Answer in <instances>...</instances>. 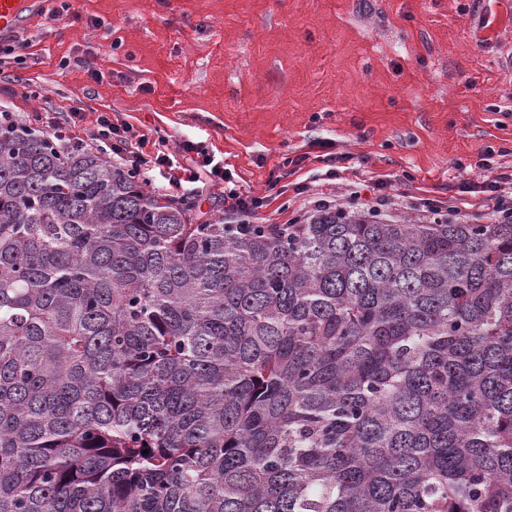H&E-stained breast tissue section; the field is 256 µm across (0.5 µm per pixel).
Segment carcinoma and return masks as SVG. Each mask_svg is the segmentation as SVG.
Instances as JSON below:
<instances>
[{
	"instance_id": "1",
	"label": "carcinoma",
	"mask_w": 512,
	"mask_h": 512,
	"mask_svg": "<svg viewBox=\"0 0 512 512\" xmlns=\"http://www.w3.org/2000/svg\"><path fill=\"white\" fill-rule=\"evenodd\" d=\"M0 512H512V222L225 224L1 127Z\"/></svg>"
}]
</instances>
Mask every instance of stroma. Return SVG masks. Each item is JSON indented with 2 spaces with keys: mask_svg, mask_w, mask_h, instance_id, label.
Here are the masks:
<instances>
[{
  "mask_svg": "<svg viewBox=\"0 0 512 512\" xmlns=\"http://www.w3.org/2000/svg\"><path fill=\"white\" fill-rule=\"evenodd\" d=\"M30 18L23 66L0 70V111L108 112L169 150L224 161L191 193L236 224L224 190L270 197L287 224L352 183L384 178V213L419 216L464 181L512 173V0H74ZM495 154L484 158L486 147ZM306 155L302 170L286 159ZM349 167L325 179L327 157Z\"/></svg>",
  "mask_w": 512,
  "mask_h": 512,
  "instance_id": "obj_1",
  "label": "stroma"
}]
</instances>
